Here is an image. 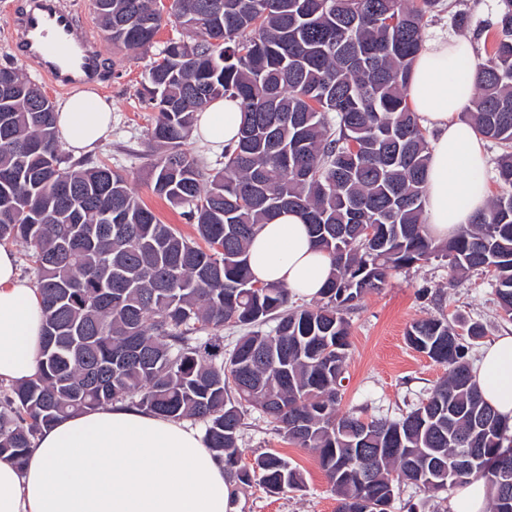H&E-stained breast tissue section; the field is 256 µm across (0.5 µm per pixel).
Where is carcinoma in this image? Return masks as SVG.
Instances as JSON below:
<instances>
[{
	"label": "carcinoma",
	"instance_id": "1",
	"mask_svg": "<svg viewBox=\"0 0 512 512\" xmlns=\"http://www.w3.org/2000/svg\"><path fill=\"white\" fill-rule=\"evenodd\" d=\"M119 51L146 56L163 21L170 40L145 67L139 98L155 112L152 193L186 209L195 237L164 224L104 163L66 160L55 107L13 63L0 62V241L34 265L44 313L37 376L0 389V459L22 464L60 420L130 401L168 418L201 420L205 440L241 487L301 491V470L276 453L240 472L243 408L315 453L336 512H389L401 485L432 492L482 480L490 512H512V424L472 379L469 346L445 317L415 321L408 345L444 367L425 399L397 420L341 411L348 311L394 270L443 254L457 271H492L512 321V0L486 30L478 94L464 117L500 146L509 191L443 242L427 232L426 129L407 102L422 32L441 0H93ZM241 100L238 140L206 173L185 149L195 114ZM37 141L41 149L25 151ZM296 210L332 262L315 307L257 285L247 259L261 224ZM373 229L367 239L365 228ZM276 321L271 331L262 330ZM247 327L229 353L224 325ZM476 452L483 461L459 466Z\"/></svg>",
	"mask_w": 512,
	"mask_h": 512
}]
</instances>
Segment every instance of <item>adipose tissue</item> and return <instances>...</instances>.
Instances as JSON below:
<instances>
[{"mask_svg":"<svg viewBox=\"0 0 512 512\" xmlns=\"http://www.w3.org/2000/svg\"><path fill=\"white\" fill-rule=\"evenodd\" d=\"M477 58L466 35L435 32L413 62L407 99L433 131L426 172L427 232L437 241L485 212L491 196L483 143L463 112L475 97ZM239 101L219 99L197 113L195 138L216 152L235 142ZM112 131V103L81 91L56 112V136L72 155L102 145ZM252 276L287 287L291 297L319 298L331 272L300 215L264 224L248 247ZM44 310L19 272L16 252L0 245V381L34 377L43 350ZM473 377L485 401L512 422V334L484 346ZM232 485L186 420L126 402L70 416L42 430L24 465L0 459V512H226Z\"/></svg>","mask_w":512,"mask_h":512,"instance_id":"adipose-tissue-1","label":"adipose tissue"}]
</instances>
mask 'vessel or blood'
<instances>
[{"mask_svg": "<svg viewBox=\"0 0 512 512\" xmlns=\"http://www.w3.org/2000/svg\"><path fill=\"white\" fill-rule=\"evenodd\" d=\"M14 38L22 59L59 89L105 82L97 42L88 25L64 10L60 0H32Z\"/></svg>", "mask_w": 512, "mask_h": 512, "instance_id": "1", "label": "vessel or blood"}]
</instances>
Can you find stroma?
<instances>
[{
    "label": "stroma",
    "mask_w": 512,
    "mask_h": 512,
    "mask_svg": "<svg viewBox=\"0 0 512 512\" xmlns=\"http://www.w3.org/2000/svg\"><path fill=\"white\" fill-rule=\"evenodd\" d=\"M63 2L87 19L101 57L114 64L109 86L103 91L112 102V136L91 153V161L105 162L125 174L136 195L163 223L194 235L193 225L181 210L154 196L147 183L149 131L154 114L136 95L145 60L113 49L97 20L92 0ZM499 5L500 0H447L442 11L429 17L425 30H455V11L466 10L470 15L466 32L474 38L477 58H484L485 30L494 22ZM440 315L452 322L482 323L489 340L512 327L499 316L488 273L457 275L445 256L432 258L419 267L394 271L384 288L366 295L347 314L351 347L341 389V409L361 408L371 416L396 419L418 405L444 370L413 350L405 332L414 320ZM272 451L280 452L303 469L304 490L270 495L257 485L237 486L228 512H335L336 497L312 452L288 444L259 411L248 410L240 442L242 464L251 465L259 455Z\"/></svg>",
    "instance_id": "stroma-1"
}]
</instances>
